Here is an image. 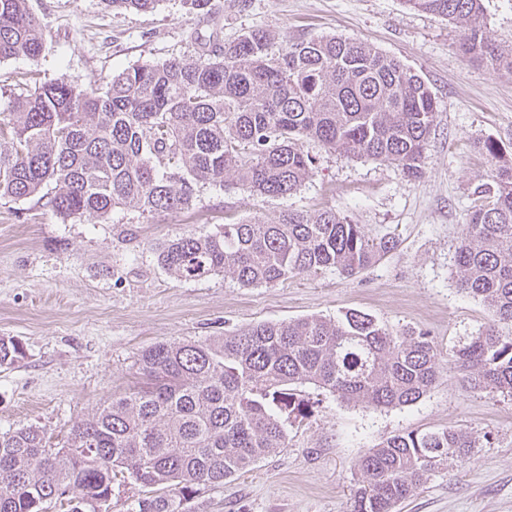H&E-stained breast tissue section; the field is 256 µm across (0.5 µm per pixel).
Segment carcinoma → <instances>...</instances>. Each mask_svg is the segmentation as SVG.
Returning <instances> with one entry per match:
<instances>
[{"mask_svg": "<svg viewBox=\"0 0 512 512\" xmlns=\"http://www.w3.org/2000/svg\"><path fill=\"white\" fill-rule=\"evenodd\" d=\"M146 11L159 0H102ZM463 29L462 53L512 74V49L494 46L482 0H403ZM44 30L28 0H0V61L36 63ZM269 34L251 30L215 53L145 60L80 88L37 71L14 76L23 91L0 118V197L39 194L63 219L108 222L117 209L177 214L198 185L224 176L251 193L296 192L315 160L303 138L353 157L381 159L408 178L423 174L438 102L426 82L378 48L348 38H313L268 52ZM493 201L474 208L456 251L459 288L481 300L493 324L448 363L467 388L512 398V153L487 139ZM397 246L371 237L334 209L287 212L275 224L230 221L214 233L186 234L156 248L179 280L228 274L242 287L274 285L303 273L348 277ZM0 337V366L24 358ZM439 353L426 333L391 332L349 310L337 320L306 317L144 349V382L73 427L66 444L22 427L0 433V512H70L105 505L117 476L151 495L128 512H182L183 495L221 483L285 447L287 425L310 410L301 387L374 409L410 405L438 380ZM477 447L466 432L391 435L360 464L351 512H392L424 477L465 461Z\"/></svg>", "mask_w": 512, "mask_h": 512, "instance_id": "obj_1", "label": "carcinoma"}]
</instances>
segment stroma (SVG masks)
I'll list each match as a JSON object with an SVG mask.
<instances>
[{
    "label": "stroma",
    "instance_id": "stroma-1",
    "mask_svg": "<svg viewBox=\"0 0 512 512\" xmlns=\"http://www.w3.org/2000/svg\"><path fill=\"white\" fill-rule=\"evenodd\" d=\"M211 10L161 0L154 11H110L101 0H29L46 30L38 62H0V113L19 92L16 73L42 80L101 82L145 60L198 55L243 32L270 33V50L321 36L368 42L430 86L438 101L421 179L381 160L357 158L305 140L312 175L294 194L244 192L233 180L201 186L177 215L116 210L109 222L62 219L44 201L0 198V337L25 356L0 368V432L41 430L65 444L77 424L112 396L137 385V360L158 342H183L258 323L349 309L398 332L435 342L437 383L408 406L367 409L308 385L311 414L289 425L283 448L243 475L198 485L183 512H350L369 448L398 433L455 428L479 442L470 459L431 474L395 512H512V400L465 388L447 359L492 323L488 308L458 285L456 248L468 215L482 204L490 164L479 144L512 149V75L466 58L461 28L407 8L402 0H211ZM488 39L512 48V0H483ZM332 208L398 246L352 277L301 274L246 288L219 274L180 281L155 248L188 233L217 231L227 217L278 222L288 211Z\"/></svg>",
    "mask_w": 512,
    "mask_h": 512
}]
</instances>
